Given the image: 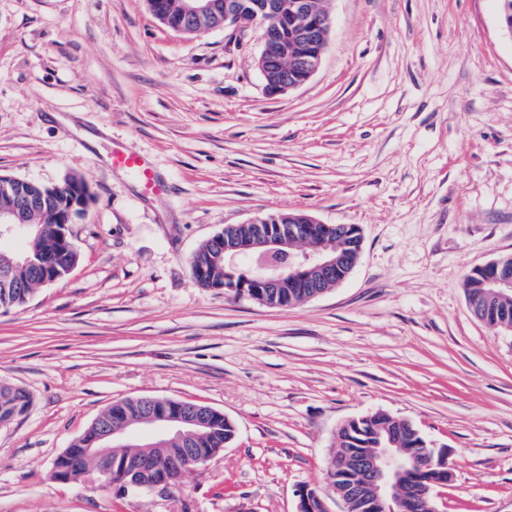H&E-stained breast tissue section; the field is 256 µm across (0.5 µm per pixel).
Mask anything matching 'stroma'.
Masks as SVG:
<instances>
[{
  "mask_svg": "<svg viewBox=\"0 0 512 512\" xmlns=\"http://www.w3.org/2000/svg\"><path fill=\"white\" fill-rule=\"evenodd\" d=\"M312 78L269 95L259 32L173 31L146 0H0V175H77L79 262L0 309V512H296L336 430L376 411L447 447L439 512H512V334L472 268L512 254V37L497 0H329ZM145 155L166 190L108 164ZM300 211L363 234L340 286L292 308L199 287L225 225ZM216 408L234 440L166 491L52 465L113 402ZM30 408V398L24 390L0 385V417L15 414L13 420L25 415Z\"/></svg>",
  "mask_w": 512,
  "mask_h": 512,
  "instance_id": "35a3bbf8",
  "label": "stroma"
}]
</instances>
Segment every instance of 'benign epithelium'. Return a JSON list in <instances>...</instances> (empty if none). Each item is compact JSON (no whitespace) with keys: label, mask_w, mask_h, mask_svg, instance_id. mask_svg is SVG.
Returning <instances> with one entry per match:
<instances>
[{"label":"benign epithelium","mask_w":512,"mask_h":512,"mask_svg":"<svg viewBox=\"0 0 512 512\" xmlns=\"http://www.w3.org/2000/svg\"><path fill=\"white\" fill-rule=\"evenodd\" d=\"M216 0H182V12L190 17H201L213 12ZM224 26L238 33H245L260 26L248 10L227 12ZM248 223L257 225V231L247 238L231 235L232 225H224V254L214 262H224L233 268L243 256H250L260 270L259 287L252 288L243 283L229 288L237 297H246L268 307L279 306L277 289H309V298L324 294L341 284L357 266L362 252V236L353 230L354 244L350 249L331 251L320 240L330 234L341 235L338 224H324L307 218V226L283 228L275 216L254 217ZM47 229L25 222L16 207L0 210V242L13 238L29 239L34 233ZM284 255L288 264H280L274 257ZM482 273L489 295L512 293V256H505L478 267ZM145 407L140 422L131 426L99 427L97 447L81 449L77 464L89 457L96 466L85 473L97 474L106 483L113 482L114 467L122 472L117 484L124 488L167 490L182 476L204 466L214 458L206 448H169L168 439L176 437L192 444L205 435L211 417L206 407H197L198 413L190 416L185 406L169 402L160 406L156 401L137 398ZM410 430L420 438L417 447L404 448V430ZM136 439L139 455L133 460H120L116 456L119 448L130 446ZM328 482L343 502L345 512H438L435 506V490L443 488L452 480L448 469V448L436 447L422 438L421 432L409 421L397 420V425L388 429L383 440L373 448H340L333 453L327 472ZM297 512H330L324 499L314 489L302 488L298 492Z\"/></svg>","instance_id":"benign-epithelium-1"}]
</instances>
